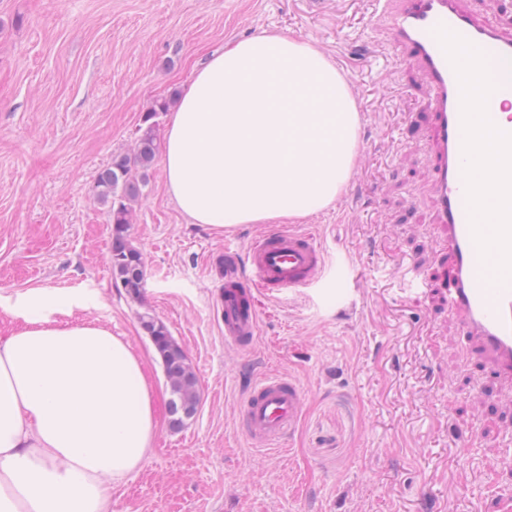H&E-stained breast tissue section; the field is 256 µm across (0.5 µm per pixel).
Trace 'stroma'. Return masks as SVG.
Returning <instances> with one entry per match:
<instances>
[{
  "label": "stroma",
  "instance_id": "1",
  "mask_svg": "<svg viewBox=\"0 0 512 512\" xmlns=\"http://www.w3.org/2000/svg\"><path fill=\"white\" fill-rule=\"evenodd\" d=\"M279 31L320 46L356 90V170L337 202L294 222L320 234L322 286L261 298L256 343H225L224 237L258 224H192L155 164L135 205L142 302L118 288L109 216L93 189L129 151L154 99L180 94L228 42ZM427 90L387 41L374 0H0V336L33 289L89 295L73 308L148 358L154 450L112 489V512H512L498 465L512 437L483 365L443 307L426 145ZM149 309L199 380L196 414L169 422V387L138 312ZM305 401L276 448L239 426L261 375Z\"/></svg>",
  "mask_w": 512,
  "mask_h": 512
}]
</instances>
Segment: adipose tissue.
<instances>
[{
	"label": "adipose tissue",
	"mask_w": 512,
	"mask_h": 512,
	"mask_svg": "<svg viewBox=\"0 0 512 512\" xmlns=\"http://www.w3.org/2000/svg\"><path fill=\"white\" fill-rule=\"evenodd\" d=\"M359 114L317 46L264 31L198 68L167 127L168 192L192 224L296 221L331 206L354 169ZM75 296L35 289L0 336V512H112L157 429L144 360Z\"/></svg>",
	"instance_id": "obj_1"
}]
</instances>
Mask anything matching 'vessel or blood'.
Masks as SVG:
<instances>
[{"label": "vessel or blood", "mask_w": 512, "mask_h": 512, "mask_svg": "<svg viewBox=\"0 0 512 512\" xmlns=\"http://www.w3.org/2000/svg\"><path fill=\"white\" fill-rule=\"evenodd\" d=\"M381 12L396 46L419 65L429 90L433 148L434 222L448 256L439 296L470 345L512 399V168L489 182L469 179L477 144L512 153V126L494 113L464 111L461 88L491 80L512 85V31L481 23L460 0H382ZM493 64L492 73L473 60ZM497 202L495 223H479V197ZM326 251L309 232L271 231L247 256L224 247V340L250 345L258 335V297L300 294L325 274ZM299 383L269 374L248 388L239 411L246 436L259 447L279 445L301 415Z\"/></svg>", "instance_id": "b4317fda"}]
</instances>
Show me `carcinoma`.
I'll return each mask as SVG.
<instances>
[{"label": "carcinoma", "instance_id": "cac0c4a2", "mask_svg": "<svg viewBox=\"0 0 512 512\" xmlns=\"http://www.w3.org/2000/svg\"><path fill=\"white\" fill-rule=\"evenodd\" d=\"M169 105L167 98L157 99L151 104L141 119L133 152L112 156L95 182V198L110 215L112 276L130 298L139 302L143 297L146 272L143 254L130 236L132 203L142 195V188L148 184L149 171L158 160V117L169 110ZM138 319L161 357L170 389L168 412L171 425L179 428L197 411L198 379L187 362L184 350L172 339L165 323L148 310L140 313Z\"/></svg>", "mask_w": 512, "mask_h": 512}]
</instances>
